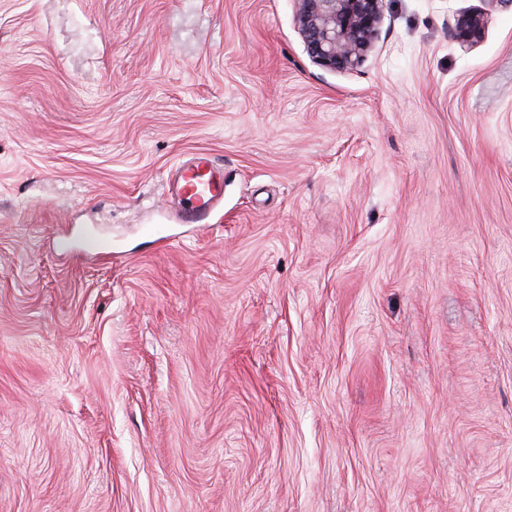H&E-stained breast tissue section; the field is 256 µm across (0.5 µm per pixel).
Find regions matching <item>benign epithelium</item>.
I'll use <instances>...</instances> for the list:
<instances>
[{
	"mask_svg": "<svg viewBox=\"0 0 512 512\" xmlns=\"http://www.w3.org/2000/svg\"><path fill=\"white\" fill-rule=\"evenodd\" d=\"M485 7L460 15L454 40L475 44L485 33L489 11L512 0H483ZM296 24L314 63L334 71L360 67L382 20V0H295Z\"/></svg>",
	"mask_w": 512,
	"mask_h": 512,
	"instance_id": "benign-epithelium-1",
	"label": "benign epithelium"
}]
</instances>
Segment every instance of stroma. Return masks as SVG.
I'll list each match as a JSON object with an SVG mask.
<instances>
[{"label":"stroma","mask_w":512,"mask_h":512,"mask_svg":"<svg viewBox=\"0 0 512 512\" xmlns=\"http://www.w3.org/2000/svg\"><path fill=\"white\" fill-rule=\"evenodd\" d=\"M0 0V512H512V11ZM224 201L185 224L174 168ZM296 24L314 63L334 71L360 67L382 20V0H295ZM488 8L477 9L460 15L453 29L454 40L462 44L478 43L484 36L489 11L492 8L508 6L511 0H482ZM169 192L182 204L183 223L200 224L223 200L224 175L214 168L208 156L200 154L176 167Z\"/></svg>","instance_id":"35a3bbf8"}]
</instances>
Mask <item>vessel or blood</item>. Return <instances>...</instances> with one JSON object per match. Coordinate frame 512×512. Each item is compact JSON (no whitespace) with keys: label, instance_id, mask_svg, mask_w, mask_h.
Listing matches in <instances>:
<instances>
[{"label":"vessel or blood","instance_id":"vessel-or-blood-1","mask_svg":"<svg viewBox=\"0 0 512 512\" xmlns=\"http://www.w3.org/2000/svg\"><path fill=\"white\" fill-rule=\"evenodd\" d=\"M169 192L182 205L183 223L199 224L222 202L224 177L208 156L200 154L176 167Z\"/></svg>","mask_w":512,"mask_h":512}]
</instances>
